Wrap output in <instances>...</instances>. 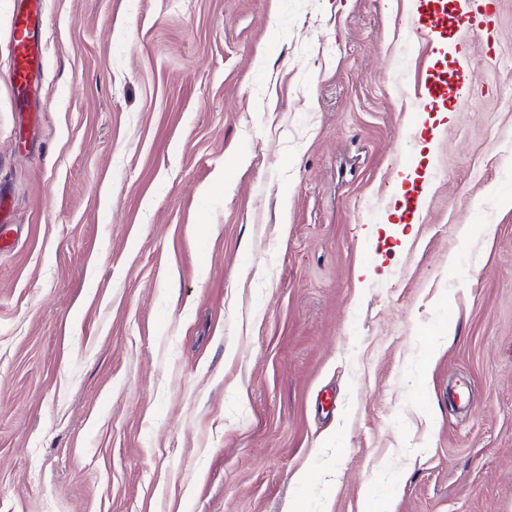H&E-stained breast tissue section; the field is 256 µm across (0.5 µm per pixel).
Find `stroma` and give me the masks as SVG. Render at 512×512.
<instances>
[{"mask_svg":"<svg viewBox=\"0 0 512 512\" xmlns=\"http://www.w3.org/2000/svg\"><path fill=\"white\" fill-rule=\"evenodd\" d=\"M43 10L24 123L0 0V512H512V0L443 113L411 0Z\"/></svg>","mask_w":512,"mask_h":512,"instance_id":"stroma-1","label":"stroma"}]
</instances>
